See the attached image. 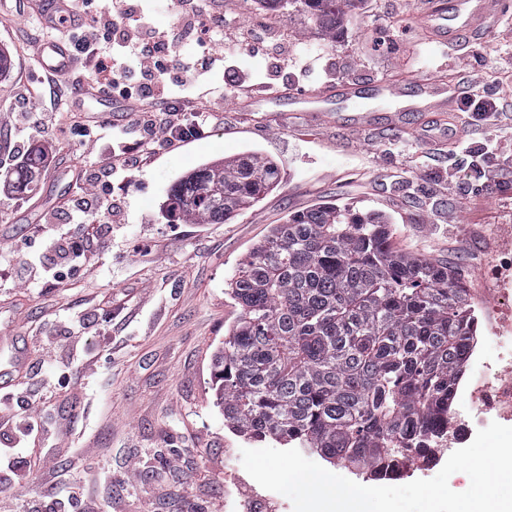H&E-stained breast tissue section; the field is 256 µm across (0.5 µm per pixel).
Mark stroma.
I'll return each instance as SVG.
<instances>
[{"mask_svg": "<svg viewBox=\"0 0 512 512\" xmlns=\"http://www.w3.org/2000/svg\"><path fill=\"white\" fill-rule=\"evenodd\" d=\"M234 25L276 32L266 46L232 48L226 70L204 88L239 83L243 96L304 87L367 83L427 67L467 81L493 78L502 125L464 112L408 113L407 132L386 129L387 104L374 103L370 127L354 129L353 105L327 115L267 107L239 111L224 101V121L171 151L118 172L128 215L90 256L85 275L28 288L0 280V382L25 396L42 427L36 452L53 459L56 490L26 459L0 467V512H225L224 484L243 473L228 448L250 442L224 424L214 404L212 356L239 315L225 291L253 244L287 216L322 203L349 204L389 217L396 246L456 268L475 308L498 299L490 271L512 259V0L490 33L458 45L424 41L418 26L389 30L398 12L420 18L425 0H358L334 41L300 12L257 0H224ZM24 19L0 14V50L20 54L37 83L42 111L49 87L32 50L8 41ZM53 155L34 192L0 216V255L20 243L41 211L77 191L88 156L60 133L31 137ZM256 151L279 167V184L222 224H187L166 212L173 184L198 166ZM152 247L142 254L140 244ZM504 323L512 298L498 299Z\"/></svg>", "mask_w": 512, "mask_h": 512, "instance_id": "stroma-1", "label": "stroma"}]
</instances>
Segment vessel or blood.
<instances>
[{"mask_svg":"<svg viewBox=\"0 0 512 512\" xmlns=\"http://www.w3.org/2000/svg\"><path fill=\"white\" fill-rule=\"evenodd\" d=\"M27 3L48 24L58 23L60 17L69 11L67 0H27ZM499 3L500 0H428L422 16V29L429 42L440 45L454 42L458 35L466 32L488 31L497 15ZM35 60L45 73L60 78L67 77L73 64L69 47L61 40L39 42ZM461 92L459 82L425 70L372 82L369 98L374 101L406 99L413 112H450L454 110ZM89 98L104 105L112 101L113 95L89 82L75 88V107H82ZM363 99L356 86L345 84L328 85L315 91L277 92L264 99L250 97L244 99L243 104L253 109L268 101L285 105L292 112L327 113L345 101L359 104Z\"/></svg>","mask_w":512,"mask_h":512,"instance_id":"vessel-or-blood-1","label":"vessel or blood"}]
</instances>
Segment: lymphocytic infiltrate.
Instances as JSON below:
<instances>
[{"mask_svg":"<svg viewBox=\"0 0 512 512\" xmlns=\"http://www.w3.org/2000/svg\"><path fill=\"white\" fill-rule=\"evenodd\" d=\"M157 12L150 0H112L108 6L81 0L73 6L67 22L77 55L73 79L147 102L148 107L122 126L72 120L91 162L79 175L80 194L69 200L63 213H44L40 231L66 218L73 224H95L100 234L111 232L113 225L126 221L113 195V175L136 168L141 156L181 147L215 120L214 110H198L193 103L199 83L217 65L216 55L229 39L223 13L216 10L215 0H177V20L163 31L155 23ZM9 88L0 105V131L8 136L0 147V169L24 164L27 154L19 146L23 135L34 132L50 138L58 129L33 106L32 83L18 76ZM104 139L110 145L106 155L99 150ZM52 251L51 262L20 263L14 280L29 288L50 279L59 282L86 261L80 238L56 237Z\"/></svg>","mask_w":512,"mask_h":512,"instance_id":"1","label":"lymphocytic infiltrate"}]
</instances>
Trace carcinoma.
Here are the masks:
<instances>
[{"label":"carcinoma","instance_id":"carcinoma-1","mask_svg":"<svg viewBox=\"0 0 512 512\" xmlns=\"http://www.w3.org/2000/svg\"><path fill=\"white\" fill-rule=\"evenodd\" d=\"M336 38L357 0H259ZM257 152L205 163L172 188L187 224H222L278 186ZM376 212L323 204L274 225L226 282L239 307L213 355L216 406L274 440L379 481L442 452L477 343L468 290L442 260L397 249Z\"/></svg>","mask_w":512,"mask_h":512}]
</instances>
